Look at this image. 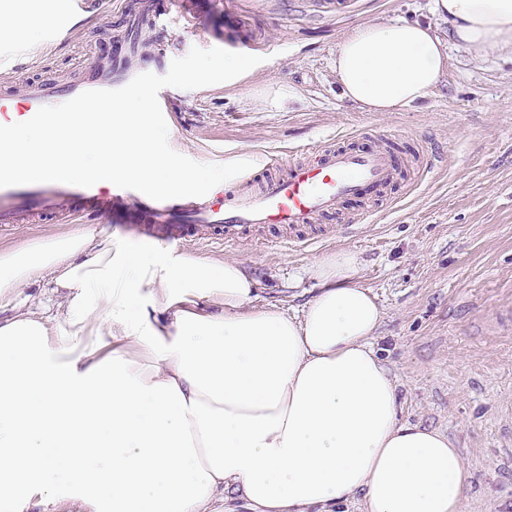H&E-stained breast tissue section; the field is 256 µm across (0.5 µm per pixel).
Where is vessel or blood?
Masks as SVG:
<instances>
[{
	"label": "vessel or blood",
	"mask_w": 512,
	"mask_h": 512,
	"mask_svg": "<svg viewBox=\"0 0 512 512\" xmlns=\"http://www.w3.org/2000/svg\"><path fill=\"white\" fill-rule=\"evenodd\" d=\"M130 75L123 60L91 61L77 78L65 83L42 75L26 81L22 91L0 89V125L28 120L39 108L64 103L87 90L121 88ZM440 159L436 151L418 150L406 157L404 166L422 175ZM400 169L392 144L386 142L373 151L347 146L322 150L312 161H276L267 164L262 175L234 179L203 197L156 201L136 190L100 184L89 188L58 182L0 187V223H11L18 209L63 212L77 199L85 209L103 215L126 208L141 223L162 225L174 239L195 237L199 225L209 224L216 241L234 243L253 230L268 229L281 232V245L305 249L324 241L309 230L317 221L334 222L339 235L362 230L366 213L342 214L341 202L367 195L378 201L387 198Z\"/></svg>",
	"instance_id": "b4317fda"
}]
</instances>
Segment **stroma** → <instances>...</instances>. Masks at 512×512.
I'll return each instance as SVG.
<instances>
[{
  "instance_id": "obj_1",
  "label": "stroma",
  "mask_w": 512,
  "mask_h": 512,
  "mask_svg": "<svg viewBox=\"0 0 512 512\" xmlns=\"http://www.w3.org/2000/svg\"><path fill=\"white\" fill-rule=\"evenodd\" d=\"M136 0H96L73 17L55 5L60 34L46 40L40 17L0 21V45L11 44L29 68L0 65V84L27 76L73 79L83 59L125 51L124 8ZM242 30L224 25V0L165 27L142 29L145 52L133 70L166 74L192 47L238 51L253 39L260 64L243 75L193 90L168 88L170 146L204 164L304 156L345 146L357 133L365 149L389 137L401 151L441 150L439 167L392 201L377 203L366 229L341 240L289 250L249 236L234 244L185 241L179 253L240 263L256 281L254 306L301 313L318 292L313 262L337 251L360 260L359 281L383 318L374 346L398 385L399 417L447 434L473 479L464 512H512V51L449 44L448 63L432 95L398 112H365L343 99L333 70L340 40L369 23L397 20L448 26L431 0H350L331 15L320 0H233ZM122 233L108 215H22L0 224V249L85 225Z\"/></svg>"
}]
</instances>
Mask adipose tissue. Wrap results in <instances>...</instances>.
Segmentation results:
<instances>
[{"label": "adipose tissue", "mask_w": 512, "mask_h": 512, "mask_svg": "<svg viewBox=\"0 0 512 512\" xmlns=\"http://www.w3.org/2000/svg\"><path fill=\"white\" fill-rule=\"evenodd\" d=\"M447 40L358 27L333 68L367 112L427 99L446 41L512 49V0H433ZM302 316L254 308L232 261L105 229L0 250V302L50 278L65 312L0 317V512L73 499L89 512H208L234 489L254 512H464L472 475L443 432L398 418L375 347L382 310L356 255L311 268Z\"/></svg>", "instance_id": "obj_1"}]
</instances>
